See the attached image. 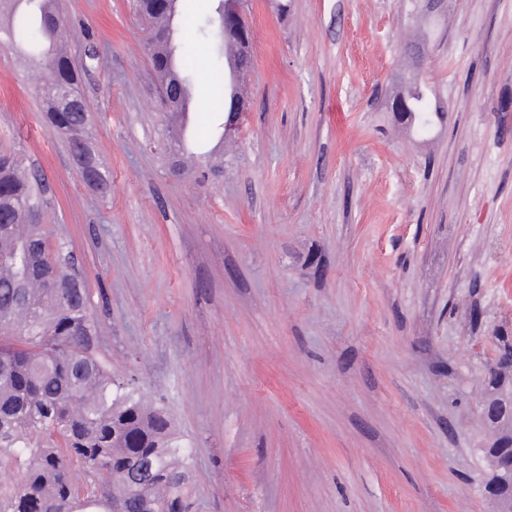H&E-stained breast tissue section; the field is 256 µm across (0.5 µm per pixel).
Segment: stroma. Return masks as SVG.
<instances>
[{"label": "stroma", "instance_id": "35a3bbf8", "mask_svg": "<svg viewBox=\"0 0 512 512\" xmlns=\"http://www.w3.org/2000/svg\"><path fill=\"white\" fill-rule=\"evenodd\" d=\"M215 6L184 0L176 30L204 143ZM58 7L111 190L1 47L0 142L48 184L94 355L191 447L194 512H491L476 408L512 344V0H249L247 111L207 168L172 164L128 0ZM416 75L444 109L425 138L391 109Z\"/></svg>", "mask_w": 512, "mask_h": 512}]
</instances>
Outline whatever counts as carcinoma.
I'll return each mask as SVG.
<instances>
[{
    "mask_svg": "<svg viewBox=\"0 0 512 512\" xmlns=\"http://www.w3.org/2000/svg\"><path fill=\"white\" fill-rule=\"evenodd\" d=\"M130 8L153 35L148 49L174 124L182 112L165 62L164 23L176 4L132 0ZM216 36L228 75L241 77L249 25L229 20ZM23 44L39 73L44 122L65 139L80 179L106 192L107 173L86 137L89 114L55 0H0V47ZM216 81L223 144L245 96L232 81ZM396 96L408 99L410 123L420 132L443 111L419 78ZM25 160L20 144L0 149V464L16 471L0 485V512H192L191 451L178 443L164 408L92 354L96 323L87 288L70 275V255L39 223L47 189ZM51 271L74 281L50 288L45 274Z\"/></svg>",
    "mask_w": 512,
    "mask_h": 512,
    "instance_id": "1",
    "label": "carcinoma"
}]
</instances>
